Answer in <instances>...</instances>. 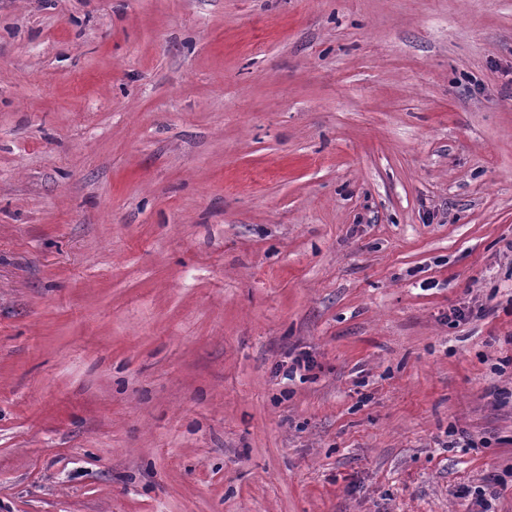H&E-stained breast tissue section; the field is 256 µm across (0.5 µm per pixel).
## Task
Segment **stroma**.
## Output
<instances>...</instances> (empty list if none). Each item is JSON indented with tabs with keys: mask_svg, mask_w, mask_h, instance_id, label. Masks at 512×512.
<instances>
[{
	"mask_svg": "<svg viewBox=\"0 0 512 512\" xmlns=\"http://www.w3.org/2000/svg\"><path fill=\"white\" fill-rule=\"evenodd\" d=\"M464 487L512 512V0H0V512Z\"/></svg>",
	"mask_w": 512,
	"mask_h": 512,
	"instance_id": "obj_1",
	"label": "stroma"
}]
</instances>
